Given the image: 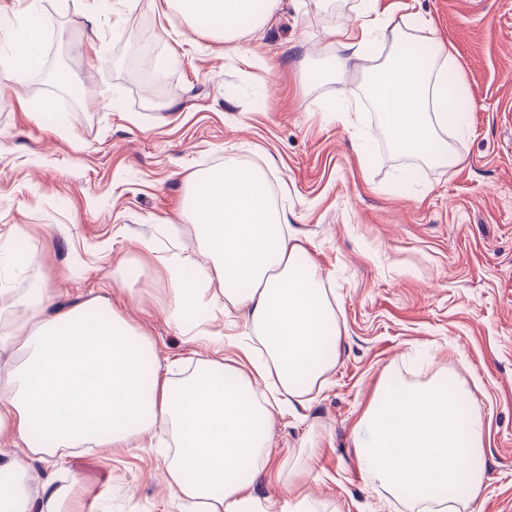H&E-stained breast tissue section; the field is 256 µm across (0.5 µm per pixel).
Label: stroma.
<instances>
[{
    "label": "stroma",
    "instance_id": "35a3bbf8",
    "mask_svg": "<svg viewBox=\"0 0 512 512\" xmlns=\"http://www.w3.org/2000/svg\"><path fill=\"white\" fill-rule=\"evenodd\" d=\"M359 0H283L248 37L249 59L170 15L165 0H0V58L11 34L50 16L44 77L61 57L77 111L45 88L0 94V251L33 254L5 271L0 306L45 282L62 305L108 292L186 374L191 349L164 313L165 273L135 249L194 248L192 173L233 161L266 177L288 230L322 270L343 342L325 388L274 413L271 442L242 512H267L289 473L306 470L312 507L418 512L362 470L352 432L384 372L409 383L436 370L465 381L485 421L475 512H512V0H407L455 56L469 112L451 166L392 153L367 96L325 111L340 89L327 31ZM152 56L158 83L129 66ZM52 98L57 121L34 117ZM151 448H97L38 478H81L93 512H194L161 495Z\"/></svg>",
    "mask_w": 512,
    "mask_h": 512
}]
</instances>
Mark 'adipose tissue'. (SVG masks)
I'll return each instance as SVG.
<instances>
[{
	"label": "adipose tissue",
	"mask_w": 512,
	"mask_h": 512,
	"mask_svg": "<svg viewBox=\"0 0 512 512\" xmlns=\"http://www.w3.org/2000/svg\"><path fill=\"white\" fill-rule=\"evenodd\" d=\"M189 25L222 37L229 52L248 57L245 31H259L279 0H166ZM431 19L394 18L379 0H361L351 23L328 29L342 54L341 85L329 111L366 93L392 150L428 161H455L449 126L462 119L455 104L464 93L458 64L434 41ZM386 58L350 74L373 48ZM190 220L199 231L195 252L166 256L151 241L137 243L169 276L166 311L192 325L203 300L225 317L245 311L255 343L200 330L215 356L192 351L190 373L173 380L153 355L150 336L115 316L108 297L76 307L55 302L42 285L0 311V512H75L82 483L32 482L31 462H65L78 448H161L175 457L163 474L168 493L196 501L201 512H240L246 485L268 433L257 416L281 395L304 404L321 390L340 356L341 330L323 274L301 259L286 215L273 206L263 174L228 163L189 178ZM245 359L224 360L225 346Z\"/></svg>",
	"instance_id": "ef3b65f1"
}]
</instances>
